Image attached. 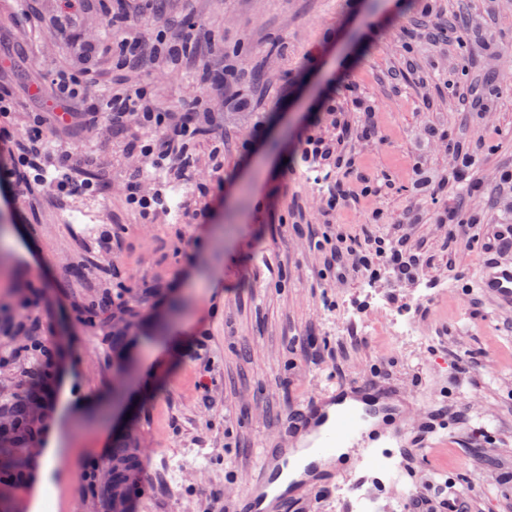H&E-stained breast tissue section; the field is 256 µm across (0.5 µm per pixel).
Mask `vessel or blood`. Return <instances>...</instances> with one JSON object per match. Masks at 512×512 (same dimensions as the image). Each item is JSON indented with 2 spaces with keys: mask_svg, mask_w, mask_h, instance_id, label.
I'll use <instances>...</instances> for the list:
<instances>
[{
  "mask_svg": "<svg viewBox=\"0 0 512 512\" xmlns=\"http://www.w3.org/2000/svg\"><path fill=\"white\" fill-rule=\"evenodd\" d=\"M475 286L500 308H512V262L488 260L477 268ZM336 413H329V406ZM385 384L358 377L325 387L306 400L287 420L284 435L310 436L302 460L288 447L263 446L246 490L236 498L233 512H297L301 504L330 492L322 471L326 457L375 441V421L394 409Z\"/></svg>",
  "mask_w": 512,
  "mask_h": 512,
  "instance_id": "b4317fda",
  "label": "vessel or blood"
}]
</instances>
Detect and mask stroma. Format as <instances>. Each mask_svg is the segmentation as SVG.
<instances>
[{"instance_id":"stroma-1","label":"stroma","mask_w":512,"mask_h":512,"mask_svg":"<svg viewBox=\"0 0 512 512\" xmlns=\"http://www.w3.org/2000/svg\"><path fill=\"white\" fill-rule=\"evenodd\" d=\"M116 7L155 26L153 0H78L64 26L58 0H0V93L12 101L0 125L14 133L0 156L26 149L46 167L66 154L98 183L0 188V337L23 324L54 352L40 446L64 453L43 493L67 489L69 512H106L83 473L106 461L114 431L85 421L80 401L119 388L144 435L137 512H231L290 414L328 384L369 375L413 393L418 416L400 407L391 428L422 449L407 460L370 446L302 512H359L360 486L373 512H405L409 491L445 482L470 512H512V310L473 283L481 260L512 261L498 248L512 223V186L500 181L512 170V0H163L158 26L177 43L194 22L192 52L175 72L141 46L132 73L116 66ZM462 17L493 57L464 59L457 39H432ZM239 43L232 91L246 110L217 82L216 45ZM460 68L459 96L446 79ZM56 72L87 76L89 99L53 102ZM491 74V111L470 110L466 95ZM120 88L147 90L160 112L197 101L191 173L145 166L132 130L93 115L90 98ZM310 137L335 142L337 167L305 153ZM457 150L474 165L456 171ZM137 177L149 194L181 190L179 220L128 204ZM338 180L345 194L330 210ZM76 211L84 223H70ZM340 234L384 239L414 258L413 278L396 279L385 257L337 277L314 243ZM107 282L141 306L119 356L108 328L80 319ZM394 314L419 336L396 344Z\"/></svg>"}]
</instances>
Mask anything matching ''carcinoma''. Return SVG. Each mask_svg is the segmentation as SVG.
<instances>
[{"instance_id":"1","label":"carcinoma","mask_w":512,"mask_h":512,"mask_svg":"<svg viewBox=\"0 0 512 512\" xmlns=\"http://www.w3.org/2000/svg\"><path fill=\"white\" fill-rule=\"evenodd\" d=\"M126 289L104 288L84 308L81 320L91 326L107 323L116 314L133 321L138 310L125 299ZM53 358L51 349L38 336L15 340L8 345H0V363L16 365L19 385L23 395L9 403H0V413L9 416L11 424L7 436L0 438V501L11 488L28 475L32 465L28 448L38 440L41 423L30 418L29 404L43 398L50 381V364ZM140 436L138 428L129 435L112 438V448L107 467L113 468L112 481L95 485V491L106 504L117 503L122 512H133V504L143 492L140 478L142 460L138 452Z\"/></svg>"}]
</instances>
